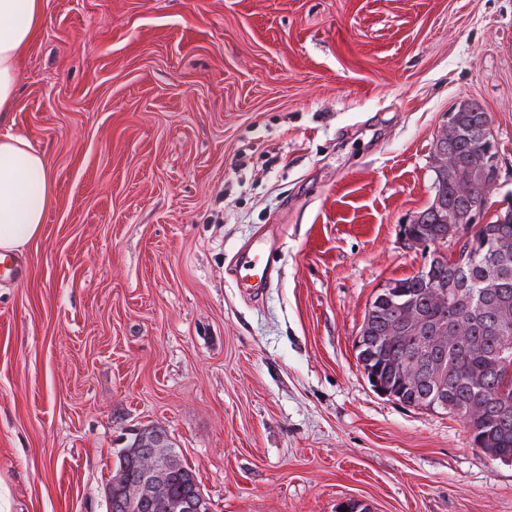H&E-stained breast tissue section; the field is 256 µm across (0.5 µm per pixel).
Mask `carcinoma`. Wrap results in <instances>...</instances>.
Segmentation results:
<instances>
[{
  "instance_id": "obj_1",
  "label": "carcinoma",
  "mask_w": 512,
  "mask_h": 512,
  "mask_svg": "<svg viewBox=\"0 0 512 512\" xmlns=\"http://www.w3.org/2000/svg\"><path fill=\"white\" fill-rule=\"evenodd\" d=\"M481 112L464 110L458 121L465 137L457 140V168L436 169L435 197L442 205L464 217L470 199L489 195L480 175L483 157L479 148ZM415 225L419 246L427 249L448 238V225L428 207ZM464 238L456 258L444 257L430 264L425 276L411 275L391 280L403 301L418 311L431 329L443 326L463 332L460 342L448 341L432 357L442 363V384L448 400L447 412L466 421L475 447L493 456L512 459V359L499 357L505 338L512 339V215L504 211L487 224H459ZM504 247L507 257L489 261L484 243ZM379 290L369 304L360 329L375 339L392 315ZM417 337L406 336L386 346L385 357L371 359L366 348L358 349L367 376L375 375L390 386L396 400L410 407L429 409L423 394L430 387L420 380L404 383L394 372V363L413 352ZM174 500L188 503L201 492L196 473L181 459L169 472Z\"/></svg>"
}]
</instances>
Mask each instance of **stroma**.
<instances>
[{
    "label": "stroma",
    "mask_w": 512,
    "mask_h": 512,
    "mask_svg": "<svg viewBox=\"0 0 512 512\" xmlns=\"http://www.w3.org/2000/svg\"><path fill=\"white\" fill-rule=\"evenodd\" d=\"M0 135L55 195L0 280V512H108L128 430L163 431L211 512H512V460L378 395L354 342L427 258L463 101L512 201V0H42ZM268 239L249 291L235 253ZM384 293L385 290H379L373 297L368 311L365 313L359 335L365 336V331H368L366 336H370V339H375L377 336H385L383 332L392 315L387 312L386 304L380 297Z\"/></svg>",
    "instance_id": "35a3bbf8"
}]
</instances>
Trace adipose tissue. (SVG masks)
Listing matches in <instances>:
<instances>
[{"mask_svg":"<svg viewBox=\"0 0 512 512\" xmlns=\"http://www.w3.org/2000/svg\"><path fill=\"white\" fill-rule=\"evenodd\" d=\"M41 23V0H0V112L15 97L18 61ZM53 198L43 155L22 137L0 136V250L17 252L38 237Z\"/></svg>","mask_w":512,"mask_h":512,"instance_id":"obj_1","label":"adipose tissue"}]
</instances>
